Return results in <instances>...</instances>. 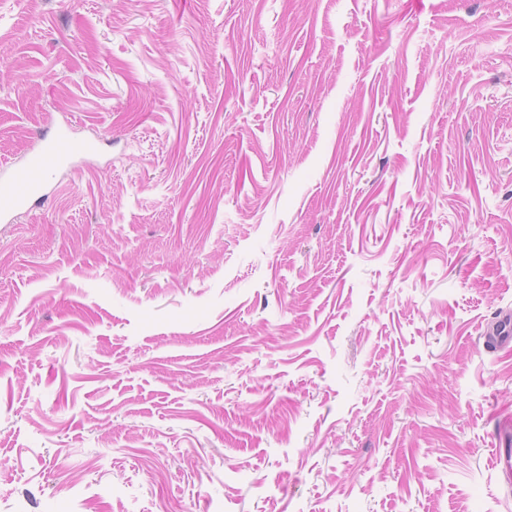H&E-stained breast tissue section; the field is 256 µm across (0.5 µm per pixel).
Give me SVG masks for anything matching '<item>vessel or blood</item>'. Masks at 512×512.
<instances>
[{
    "label": "vessel or blood",
    "mask_w": 512,
    "mask_h": 512,
    "mask_svg": "<svg viewBox=\"0 0 512 512\" xmlns=\"http://www.w3.org/2000/svg\"><path fill=\"white\" fill-rule=\"evenodd\" d=\"M92 141H76L61 129L43 139L24 162L0 165V222L9 224L46 195L50 179L69 167L75 156L95 152Z\"/></svg>",
    "instance_id": "b4317fda"
}]
</instances>
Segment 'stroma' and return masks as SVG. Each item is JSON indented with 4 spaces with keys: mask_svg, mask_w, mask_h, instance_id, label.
<instances>
[{
    "mask_svg": "<svg viewBox=\"0 0 512 512\" xmlns=\"http://www.w3.org/2000/svg\"><path fill=\"white\" fill-rule=\"evenodd\" d=\"M0 512H512V0H0ZM94 141H75L67 130L60 129L22 163L0 164V222L9 224L46 196L50 179L69 167L80 154L96 151Z\"/></svg>",
    "mask_w": 512,
    "mask_h": 512,
    "instance_id": "obj_1",
    "label": "stroma"
}]
</instances>
